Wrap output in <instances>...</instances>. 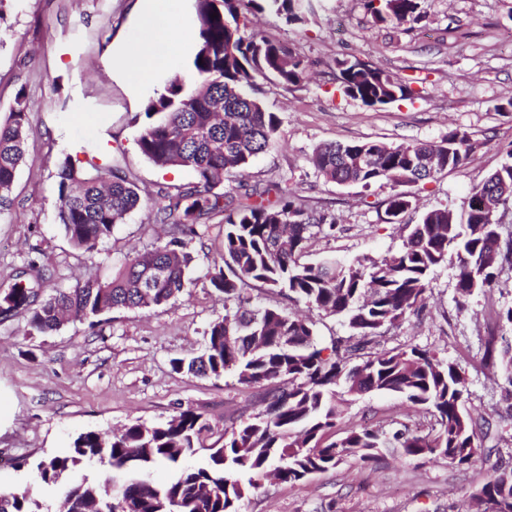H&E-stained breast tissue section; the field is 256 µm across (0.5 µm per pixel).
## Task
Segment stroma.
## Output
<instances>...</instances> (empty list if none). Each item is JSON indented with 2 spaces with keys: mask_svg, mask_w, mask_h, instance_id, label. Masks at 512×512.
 <instances>
[{
  "mask_svg": "<svg viewBox=\"0 0 512 512\" xmlns=\"http://www.w3.org/2000/svg\"><path fill=\"white\" fill-rule=\"evenodd\" d=\"M424 18L407 33L368 21L361 0H318L304 22L286 23L269 11L257 28L309 62L310 78L287 87L258 81L253 95L275 113L280 127L269 151L242 177L262 187L290 185L313 210L336 217V232L314 233L305 261L331 255L351 261L398 250L421 213L434 207L461 212L472 185L512 161V113L498 104L512 98V0H424ZM138 0H0V121L17 96L29 110V139L11 190L12 206L0 215V289L11 287L29 263L59 276L62 284L106 274L158 233L147 206L116 225L94 258L74 249L55 221L54 190L65 156H94L117 166L141 190L195 183L187 169L148 161L136 140L135 116L176 70H157L149 85L135 86L112 68V58L136 40ZM379 67L409 86L410 98L370 108L345 96L337 61ZM468 133L478 147L464 166L425 187L411 188V206L398 219L385 213L390 188L340 186L316 177L309 157L323 142L437 143L449 132ZM188 247L196 259L192 282L168 305L113 310L96 326L69 322L48 335H30L22 314L0 316V488L32 483L34 465L64 454L76 434L103 435L124 424L160 421L191 408L212 425L259 410L261 389L174 371V358L191 359L204 346L210 322L224 313V297L206 272L220 261L224 217L199 226ZM512 304V268L499 285L455 302L451 267L438 268L423 311L390 329L386 349L416 346L457 362L466 371L467 409L493 423L512 418L504 382L483 358L490 335L512 340V326L495 311ZM424 408L393 394L370 393L347 402L338 431L374 424L428 432ZM483 455L465 467L420 464L402 455L378 465L347 461L304 482L269 481L243 500L242 512H465L463 495L475 491L499 459L512 460V429L478 436Z\"/></svg>",
  "mask_w": 512,
  "mask_h": 512,
  "instance_id": "35a3bbf8",
  "label": "stroma"
}]
</instances>
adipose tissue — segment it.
<instances>
[{
  "label": "adipose tissue",
  "mask_w": 512,
  "mask_h": 512,
  "mask_svg": "<svg viewBox=\"0 0 512 512\" xmlns=\"http://www.w3.org/2000/svg\"><path fill=\"white\" fill-rule=\"evenodd\" d=\"M138 24L142 32L130 51L119 53L116 65L127 74L147 77L155 68L173 66L175 45L195 47L196 31L177 26L168 0H139Z\"/></svg>",
  "instance_id": "1"
}]
</instances>
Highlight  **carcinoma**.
<instances>
[{"instance_id":"1","label":"carcinoma","mask_w":512,"mask_h":512,"mask_svg":"<svg viewBox=\"0 0 512 512\" xmlns=\"http://www.w3.org/2000/svg\"><path fill=\"white\" fill-rule=\"evenodd\" d=\"M421 2L363 0V6L373 23L406 31L424 17ZM252 4L290 24L315 10L313 0H195L198 43L188 73L150 101L136 141L154 164L189 169L196 176L195 184L161 188L151 199L163 234L109 274L90 275L73 286L52 285L37 271L31 280L0 291V315L22 312L27 333L47 334L67 319L162 306L191 280L194 257L186 237L195 233L194 225L222 213V262L206 276L224 295V316L209 324L200 356L187 364L174 359L172 366L213 378L231 372L239 384L264 389V407L228 419L222 431L186 409L165 421L135 420L107 439L96 431L81 432L66 455L36 464L38 490H0V512H241L249 492L272 475L294 484L348 458L377 463L388 451L456 467L478 454L477 431L491 423L478 424L467 410L466 371L416 346L380 349L378 338L424 307L431 274L448 257H453L460 307L474 293L492 289L504 265H512V238L502 239L497 211L484 205L495 194L504 205L512 201V163L473 185L461 214L446 207L424 212L388 256L302 262L312 228L336 232L334 215L309 209L280 182L238 195L216 191L226 182H240L279 129L277 115L250 95L256 81L273 76L296 86L307 71L301 56L247 31L242 7ZM337 65L341 92L368 107L409 95L406 86L376 67L348 60ZM27 127L28 107L19 95L0 123V214L10 209L8 193L24 160ZM475 149L467 133L451 131L437 144L323 143L310 163L327 182L390 187L386 215L396 219L410 207V194L398 187L430 183L465 165ZM57 178L56 222L68 242L92 258L140 203L138 185L110 168L93 164L83 170L68 156ZM252 282L341 319L347 335L336 337L325 353L312 320L253 304L244 292ZM496 342L489 337L486 356L512 396V341ZM340 392L351 398L371 392L403 396L431 411L436 427L427 435L405 425L389 432L356 427L325 444L324 434L344 414ZM202 450L209 451L206 461L189 464ZM93 462L110 468L105 481L73 479ZM160 467L170 471L164 482L152 478ZM481 490L478 512H512V464L493 466ZM46 491L56 492L47 504L40 500Z\"/></svg>"}]
</instances>
